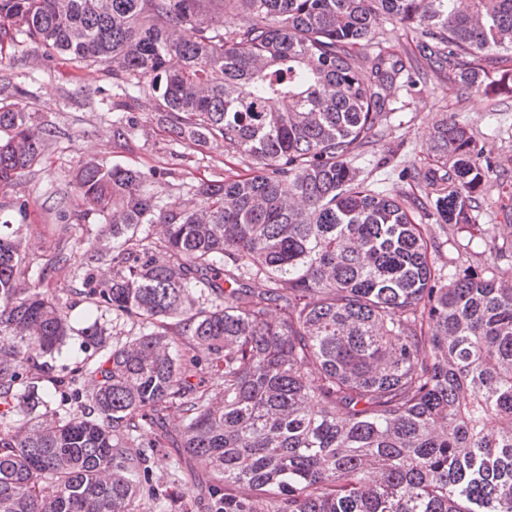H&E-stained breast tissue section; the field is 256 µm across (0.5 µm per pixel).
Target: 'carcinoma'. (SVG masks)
<instances>
[{
	"label": "carcinoma",
	"instance_id": "1",
	"mask_svg": "<svg viewBox=\"0 0 512 512\" xmlns=\"http://www.w3.org/2000/svg\"><path fill=\"white\" fill-rule=\"evenodd\" d=\"M387 20L412 55L383 49ZM24 45L252 167L164 203L152 174L88 155L63 218L100 219L69 289L100 353L67 377L74 327L42 288L67 257L29 281L21 225L0 221V512H194L200 487L210 512H512V267L444 274L425 224L479 230L504 170L446 112L430 163L398 174L413 190L354 166L421 63L512 94V0H0V68ZM9 87L0 189L51 135ZM100 311L138 333L107 343Z\"/></svg>",
	"mask_w": 512,
	"mask_h": 512
}]
</instances>
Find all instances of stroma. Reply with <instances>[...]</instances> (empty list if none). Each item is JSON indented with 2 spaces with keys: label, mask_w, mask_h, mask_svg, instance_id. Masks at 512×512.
<instances>
[{
  "label": "stroma",
  "mask_w": 512,
  "mask_h": 512,
  "mask_svg": "<svg viewBox=\"0 0 512 512\" xmlns=\"http://www.w3.org/2000/svg\"><path fill=\"white\" fill-rule=\"evenodd\" d=\"M37 81H27L28 73ZM10 74L27 91L25 102L40 122L51 129L46 160L18 184L0 191V213L22 227L35 251L63 249L69 262L49 277L44 286L62 294L75 287L82 263L81 249L72 246L73 232L67 231L61 214L69 206L72 178L84 159L85 145H95L100 163H119L156 175L155 187L161 200L178 202L190 198L200 180L221 179L245 173L249 161L216 145L198 146L171 140L164 129L152 98H141L139 106L127 112L135 129L128 140L109 137L112 105L118 90L111 78L92 69H80L55 56L36 61L32 48L17 51ZM455 114L467 126L486 155L502 157L512 168V94L458 95L451 80L429 76L411 93H403L387 116L388 135L356 164L362 177L373 188L398 186L396 162L380 164L388 147H397L398 160L423 165L430 152L429 132L438 113ZM437 245L432 258L436 265H447L449 258L468 259L476 267L487 265L481 236L466 232L448 234L432 225ZM70 315L75 328L56 361V372L65 376L92 355L94 348L81 330L85 305L70 297Z\"/></svg>",
  "instance_id": "obj_1"
}]
</instances>
